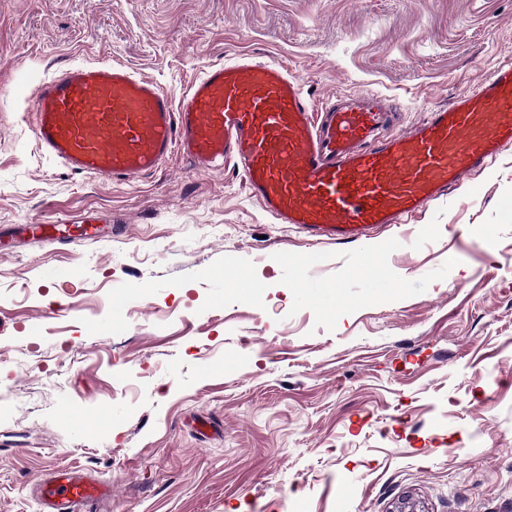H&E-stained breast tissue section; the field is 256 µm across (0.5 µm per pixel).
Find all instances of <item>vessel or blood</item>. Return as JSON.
<instances>
[{
    "label": "vessel or blood",
    "mask_w": 512,
    "mask_h": 512,
    "mask_svg": "<svg viewBox=\"0 0 512 512\" xmlns=\"http://www.w3.org/2000/svg\"><path fill=\"white\" fill-rule=\"evenodd\" d=\"M31 110L41 151L73 172L126 182L175 151L196 169L222 160L276 223L347 245L409 223L512 144V57L405 130L379 93L316 109L286 69L244 54L209 68L177 102L125 65H71L41 81ZM109 495L60 468L40 506L93 512Z\"/></svg>",
    "instance_id": "b4317fda"
}]
</instances>
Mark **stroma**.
<instances>
[{
	"label": "stroma",
	"mask_w": 512,
	"mask_h": 512,
	"mask_svg": "<svg viewBox=\"0 0 512 512\" xmlns=\"http://www.w3.org/2000/svg\"><path fill=\"white\" fill-rule=\"evenodd\" d=\"M237 54L407 128L512 56V0H0V512H38L56 466L108 512H512V145L410 223L314 246L231 165L117 182L35 141L69 65L177 101ZM63 219L73 241L30 230Z\"/></svg>",
	"instance_id": "1"
}]
</instances>
